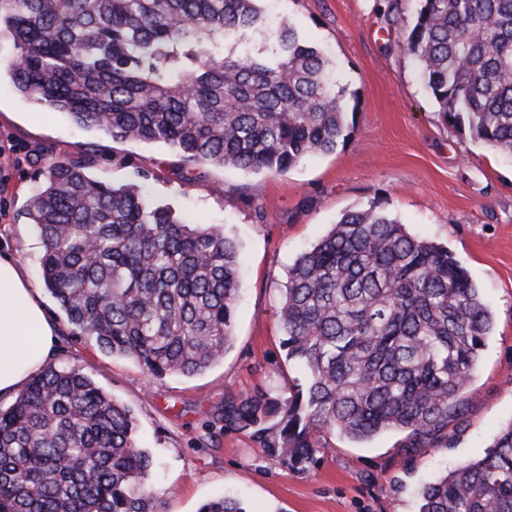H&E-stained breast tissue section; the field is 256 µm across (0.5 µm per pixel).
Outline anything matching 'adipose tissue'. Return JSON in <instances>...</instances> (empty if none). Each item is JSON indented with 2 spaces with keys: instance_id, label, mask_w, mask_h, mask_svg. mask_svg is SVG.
<instances>
[{
  "instance_id": "obj_1",
  "label": "adipose tissue",
  "mask_w": 512,
  "mask_h": 512,
  "mask_svg": "<svg viewBox=\"0 0 512 512\" xmlns=\"http://www.w3.org/2000/svg\"><path fill=\"white\" fill-rule=\"evenodd\" d=\"M57 324L21 264L0 255V400H11L54 354Z\"/></svg>"
}]
</instances>
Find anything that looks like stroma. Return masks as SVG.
Listing matches in <instances>:
<instances>
[{
  "mask_svg": "<svg viewBox=\"0 0 512 512\" xmlns=\"http://www.w3.org/2000/svg\"><path fill=\"white\" fill-rule=\"evenodd\" d=\"M336 64L354 114L344 144L278 175L213 165L177 167L159 143H116L63 113L42 120L5 68L17 50L0 41V251L42 287V242L25 208L55 158L90 159L113 185L151 171L153 199L215 224L242 251L235 338L222 361L194 376L151 378L132 358L73 334L52 295L58 325L52 363L76 366L127 406L136 440L152 458L155 512H198L221 495L251 512H418L425 480L484 456L512 422V157L471 141L439 113L403 47L419 0H273ZM377 202L417 236L448 246L485 293L496 318L468 389L448 420L447 444L405 448L399 432L354 442L330 431L307 470L269 455L248 432L224 425V403L258 390L283 391L299 373L281 347V289L297 255L343 213Z\"/></svg>",
  "mask_w": 512,
  "mask_h": 512,
  "instance_id": "stroma-1",
  "label": "stroma"
}]
</instances>
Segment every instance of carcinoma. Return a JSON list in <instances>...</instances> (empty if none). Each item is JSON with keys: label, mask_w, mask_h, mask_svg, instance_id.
<instances>
[{"label": "carcinoma", "mask_w": 512, "mask_h": 512, "mask_svg": "<svg viewBox=\"0 0 512 512\" xmlns=\"http://www.w3.org/2000/svg\"><path fill=\"white\" fill-rule=\"evenodd\" d=\"M267 0H0L18 94L114 141L160 142L184 167L284 173L349 130L335 63ZM404 47L438 111L512 156V0H419ZM55 160L26 215L42 279L74 330L152 377L193 376L234 339L240 251L141 183ZM279 318L286 391L224 404V426L305 467L319 436L448 437L493 328L469 272L375 202L289 267ZM151 457L133 416L76 367L50 365L0 410V512H151ZM199 512H251L234 497ZM418 512H512V424L486 454L425 482Z\"/></svg>", "instance_id": "cac0c4a2"}]
</instances>
